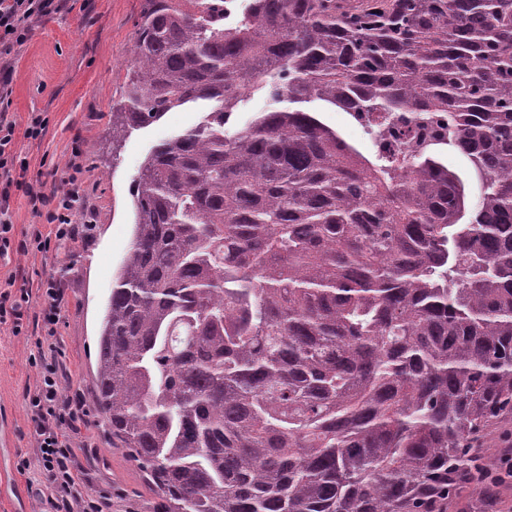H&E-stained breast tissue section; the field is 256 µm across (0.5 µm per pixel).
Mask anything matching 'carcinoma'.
Wrapping results in <instances>:
<instances>
[{"instance_id": "cac0c4a2", "label": "carcinoma", "mask_w": 512, "mask_h": 512, "mask_svg": "<svg viewBox=\"0 0 512 512\" xmlns=\"http://www.w3.org/2000/svg\"><path fill=\"white\" fill-rule=\"evenodd\" d=\"M147 3L112 138L213 111L133 181L97 347L112 447L161 512H448L512 417V0ZM251 94L269 108L224 134ZM315 101L423 138L373 126V161Z\"/></svg>"}]
</instances>
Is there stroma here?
<instances>
[{"label": "stroma", "instance_id": "1", "mask_svg": "<svg viewBox=\"0 0 512 512\" xmlns=\"http://www.w3.org/2000/svg\"><path fill=\"white\" fill-rule=\"evenodd\" d=\"M146 0H88L85 9L62 10L35 27L19 49L11 83L9 118L28 176L45 190L60 183L73 141L81 143L84 196L76 217L78 234L47 251L0 256V286L30 291L28 321L21 333L0 324V430L10 447L0 450V512H47L52 477L37 457L27 394L38 374L29 357L44 351L59 364L62 398H80L84 416L71 433L85 492L107 502L110 512H157L159 499L123 450L113 447L93 396L96 340L112 279L132 239L131 187L160 142L200 124L204 102L186 104L159 121L111 136L112 107L121 101L136 31ZM49 117L42 141L24 136L31 113ZM63 272L65 301L54 341L41 329L44 300L39 290L47 272ZM30 467L19 473L17 462Z\"/></svg>", "mask_w": 512, "mask_h": 512}]
</instances>
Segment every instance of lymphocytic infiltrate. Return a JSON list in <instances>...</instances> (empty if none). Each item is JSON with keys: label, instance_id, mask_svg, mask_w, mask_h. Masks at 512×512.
<instances>
[{"label": "lymphocytic infiltrate", "instance_id": "1", "mask_svg": "<svg viewBox=\"0 0 512 512\" xmlns=\"http://www.w3.org/2000/svg\"><path fill=\"white\" fill-rule=\"evenodd\" d=\"M69 0H0V256L10 251H44L50 240L41 232L32 233L22 241L13 238V223L9 216L13 190L24 189L32 212L44 223L53 225L54 240L66 241L73 236L75 207L82 197L84 168L80 149H72L67 175L52 192L25 179L28 163L17 150L15 125L8 119L4 107L11 93L12 55L29 39L33 29L43 19L66 8ZM40 376L35 391L27 397V407L37 437L38 452L43 466L52 474L56 496L51 504L55 512H74V502L82 498V479L73 461L69 432L82 420L79 402L63 401L55 363L43 355L31 358ZM479 488V497L487 512H494L501 485L512 482V448L503 449L497 470L477 466L471 476Z\"/></svg>", "mask_w": 512, "mask_h": 512}]
</instances>
